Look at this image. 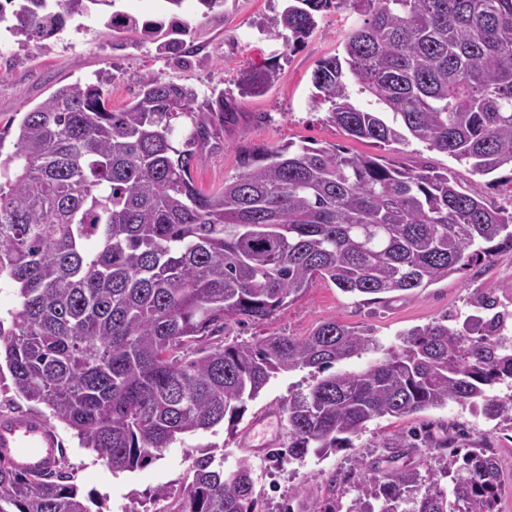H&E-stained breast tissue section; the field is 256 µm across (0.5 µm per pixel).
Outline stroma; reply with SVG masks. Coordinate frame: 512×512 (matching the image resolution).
<instances>
[{"instance_id":"stroma-1","label":"stroma","mask_w":512,"mask_h":512,"mask_svg":"<svg viewBox=\"0 0 512 512\" xmlns=\"http://www.w3.org/2000/svg\"><path fill=\"white\" fill-rule=\"evenodd\" d=\"M284 0H225L221 9L202 14L197 0H184L177 13L190 32L178 52L160 50V42L139 32H117L104 25L97 9L68 21L57 35L33 42L0 25V127L16 113L29 111L57 89L93 81L96 74L112 76L109 104L118 110L129 104L143 76L194 87L200 99L212 89L237 92L241 72L264 65L276 66L278 78L265 94L241 100L243 115L216 138L194 164L197 186L211 189L241 170V159L256 145L286 142L310 146L336 145L370 156L416 158L439 170H449L470 192L490 204L512 212V167L495 175L473 173L466 164L413 141L380 146L348 138L325 121L326 109L313 103L311 74L317 63L342 53L347 32L359 19L344 0L325 12L317 30L297 47L277 37V19ZM512 283V250L497 252L489 260L467 266L443 281L388 303L343 293L332 283L315 279L309 288L268 321L242 325L229 323L223 340L249 342L261 336H305L319 323L337 320L356 329H370L383 346L398 343L404 331L423 326L447 313L467 315L474 293ZM317 373L299 368L271 377L260 395L250 401L234 427L218 425L184 436L168 448L162 459L133 472L112 473L94 454L83 449L74 432L61 423L53 428L65 449L68 471L84 495L91 512H148L154 495L170 493L166 506L193 477L199 449L224 455L225 473L241 465L253 471L263 512H348L360 508L366 492L351 474L361 465L380 470L416 471L428 483L446 468L454 454L473 448L492 449L499 462L502 496L498 512H512V423L490 420L455 403L442 408L368 423L352 447L324 455H309L304 463L285 464L270 459L264 441L288 439L287 421L280 408L288 396L315 384ZM412 439L399 458H392L395 443Z\"/></svg>"}]
</instances>
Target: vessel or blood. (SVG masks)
Masks as SVG:
<instances>
[{
	"label": "vessel or blood",
	"mask_w": 512,
	"mask_h": 512,
	"mask_svg": "<svg viewBox=\"0 0 512 512\" xmlns=\"http://www.w3.org/2000/svg\"><path fill=\"white\" fill-rule=\"evenodd\" d=\"M63 450L56 433L35 416L0 419V455L27 473L53 470Z\"/></svg>",
	"instance_id": "vessel-or-blood-1"
}]
</instances>
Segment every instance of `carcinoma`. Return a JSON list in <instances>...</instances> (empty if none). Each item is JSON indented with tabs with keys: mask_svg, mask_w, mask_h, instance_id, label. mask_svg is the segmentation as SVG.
I'll return each mask as SVG.
<instances>
[{
	"mask_svg": "<svg viewBox=\"0 0 512 512\" xmlns=\"http://www.w3.org/2000/svg\"><path fill=\"white\" fill-rule=\"evenodd\" d=\"M0 22L28 39L59 33L97 6L108 27L163 32L161 21L111 11L115 0H6ZM363 20L343 54L311 78L325 121L383 146L417 140L488 175L512 165V0H348ZM335 0H286L278 32L295 47ZM268 66L241 73L239 96L206 102L221 126L238 97L265 94ZM112 74L55 91L23 113L13 151L0 157V281L19 303L0 318V360L17 392L73 430L114 472L164 456L183 436L229 426L270 378L381 350L368 329L337 320L303 337L211 343L231 319L262 322L316 278L344 293L412 292L501 247L512 248V212L468 193L455 177L290 142L244 155L242 171L205 191L193 181L214 124L198 92L150 75L120 110L108 104ZM380 106L368 110L352 86ZM488 288L483 315L444 316L400 334L365 369L334 372L283 406L288 442L279 462L350 448L367 424L450 402L512 421V310ZM61 461L34 476L0 457V512H91ZM499 464L488 449L462 458L421 487L417 474L354 473L378 509L367 512H495ZM251 469L224 475L211 449L169 512H258Z\"/></svg>",
	"mask_w": 512,
	"mask_h": 512,
	"instance_id": "obj_1",
	"label": "carcinoma"
}]
</instances>
